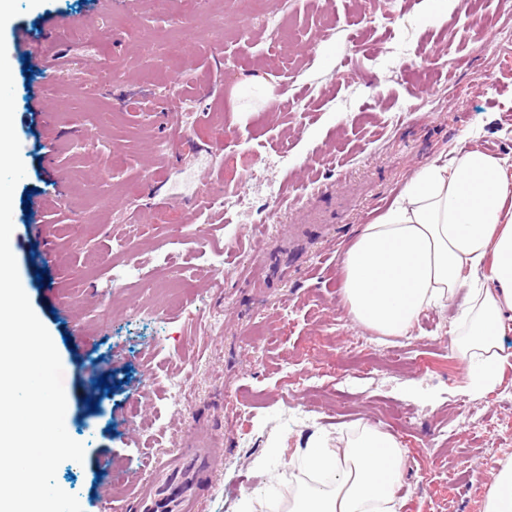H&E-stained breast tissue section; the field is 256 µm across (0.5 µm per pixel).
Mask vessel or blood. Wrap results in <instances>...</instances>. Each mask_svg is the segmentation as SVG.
Masks as SVG:
<instances>
[{
	"label": "vessel or blood",
	"mask_w": 512,
	"mask_h": 512,
	"mask_svg": "<svg viewBox=\"0 0 512 512\" xmlns=\"http://www.w3.org/2000/svg\"><path fill=\"white\" fill-rule=\"evenodd\" d=\"M223 454L219 448H181L158 462L136 489V512H198L197 496Z\"/></svg>",
	"instance_id": "vessel-or-blood-1"
}]
</instances>
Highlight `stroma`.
Wrapping results in <instances>:
<instances>
[{"label": "stroma", "mask_w": 512, "mask_h": 512, "mask_svg": "<svg viewBox=\"0 0 512 512\" xmlns=\"http://www.w3.org/2000/svg\"><path fill=\"white\" fill-rule=\"evenodd\" d=\"M20 2L5 27L26 169L15 259L85 446L57 484L83 512H129L159 458L215 438L200 512H270L297 493L309 436L367 423L402 445L401 512H482L512 456V366L472 394L448 334L458 303L386 340L338 285L361 225L417 169L475 146L512 157V11L282 0L274 41L236 0ZM251 78L270 96L246 112ZM130 259L143 280L114 287ZM357 341L381 368L355 362Z\"/></svg>", "instance_id": "35a3bbf8"}]
</instances>
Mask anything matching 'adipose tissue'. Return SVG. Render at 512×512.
<instances>
[{
	"instance_id": "1",
	"label": "adipose tissue",
	"mask_w": 512,
	"mask_h": 512,
	"mask_svg": "<svg viewBox=\"0 0 512 512\" xmlns=\"http://www.w3.org/2000/svg\"><path fill=\"white\" fill-rule=\"evenodd\" d=\"M353 321L378 335H410L421 315L464 296L450 334L468 388H494L512 353V159L473 147L415 171L398 198L362 225L342 263ZM404 453L397 439L355 425L338 446L317 435L299 457L307 480L285 512H400Z\"/></svg>"
}]
</instances>
